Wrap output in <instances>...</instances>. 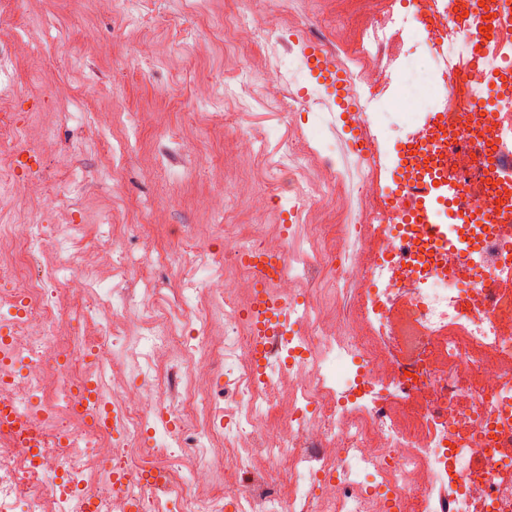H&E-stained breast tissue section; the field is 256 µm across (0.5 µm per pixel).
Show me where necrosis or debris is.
Returning a JSON list of instances; mask_svg holds the SVG:
<instances>
[{"mask_svg": "<svg viewBox=\"0 0 512 512\" xmlns=\"http://www.w3.org/2000/svg\"><path fill=\"white\" fill-rule=\"evenodd\" d=\"M413 13L388 9L373 19L346 56L355 92L386 88L396 75L392 26H418L432 53L466 40L479 7L493 0H414ZM492 62L442 68V116L433 147L409 134L397 195L383 191L381 168L361 165L355 182L359 221L344 227L343 250L312 261L307 272L326 276L330 290L354 301V318L327 321L296 312V333L278 336L283 358L259 363L250 320L237 309L243 279L203 275L195 297L212 301L200 311L203 325L224 326V360L216 362L209 338L179 333L157 320L142 299L123 341L111 323L69 344L60 321L61 297L85 294L89 271L111 269L122 248H96L86 264L70 265L57 280L35 272L39 258L63 253L67 235L56 225L49 243L46 221L61 200L43 191L36 219L0 224V406L17 423L0 427V512H225L248 499L257 512H309L306 488L319 483L330 512H512V290L494 279L512 257V223L452 224L444 239L408 221L401 203L415 182L442 170L456 174L479 206L492 214L512 209V198L490 178L497 144L486 143L487 119L475 100L488 88ZM308 154L288 140L277 163L283 176L264 189L241 181L234 200L254 211L267 208L286 185L285 175ZM383 245L365 261L364 239ZM131 361L130 379L102 378L118 356ZM184 371L191 388L171 400L170 376L146 379L156 363ZM237 375L231 395L240 414L223 432L194 425L209 410L207 387L218 364ZM51 402H42L46 391ZM172 423L142 461L114 448L113 433L139 442L153 415ZM283 431L272 439L267 420ZM235 447L216 469L218 436ZM189 456L183 488L158 506L154 481L169 476L174 451ZM266 469H255L257 459ZM250 474L241 485L239 473ZM372 476L393 495L370 492ZM295 483L285 493L281 480Z\"/></svg>", "mask_w": 512, "mask_h": 512, "instance_id": "necrosis-or-debris-1", "label": "necrosis or debris"}]
</instances>
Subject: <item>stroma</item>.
Here are the masks:
<instances>
[{
	"label": "stroma",
	"mask_w": 512,
	"mask_h": 512,
	"mask_svg": "<svg viewBox=\"0 0 512 512\" xmlns=\"http://www.w3.org/2000/svg\"><path fill=\"white\" fill-rule=\"evenodd\" d=\"M386 2L269 0L276 29L260 48L246 31L224 30L244 0H127L122 12L113 0H0V121L27 127L0 156L32 161L16 170L5 163L0 179L13 174L62 197L70 260L113 242L131 262L92 276L96 311L65 301L70 334L89 335L111 319L115 295L131 310L151 297L160 317L178 319L181 291L198 274L190 265L158 267L161 253L200 249L227 264L236 245L281 232L295 265L340 249L337 232L350 217L324 199L322 186L330 180L338 197L349 195L355 167L342 130L317 103L323 90L297 42L315 40L343 56ZM404 40L412 62L389 91L398 112L432 78L418 34ZM271 69L287 79L288 103L243 104L239 84L258 83ZM48 121L54 138L46 146ZM242 135L257 155L240 151ZM320 135L325 144L267 212L230 198L242 179L267 186V161L283 141Z\"/></svg>",
	"instance_id": "1"
}]
</instances>
